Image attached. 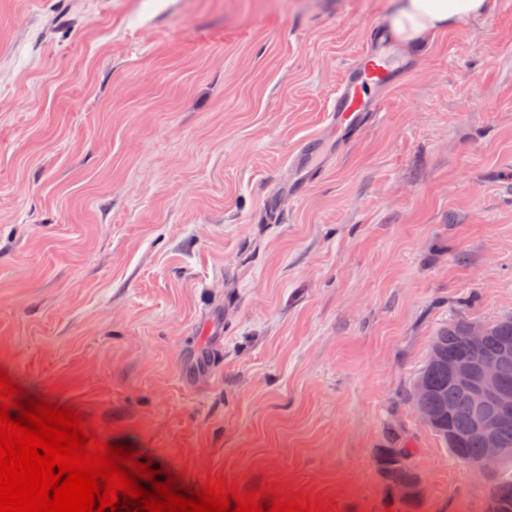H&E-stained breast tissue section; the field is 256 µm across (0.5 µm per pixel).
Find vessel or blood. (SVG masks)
<instances>
[{"label":"vessel or blood","instance_id":"obj_1","mask_svg":"<svg viewBox=\"0 0 512 512\" xmlns=\"http://www.w3.org/2000/svg\"><path fill=\"white\" fill-rule=\"evenodd\" d=\"M373 44L351 63L332 99L325 124L334 132L352 137L376 115L379 103L376 88L388 85L403 66L400 56L384 32L382 25L370 29ZM321 153L319 138H311L298 151L291 153L288 168L292 171L316 169Z\"/></svg>","mask_w":512,"mask_h":512}]
</instances>
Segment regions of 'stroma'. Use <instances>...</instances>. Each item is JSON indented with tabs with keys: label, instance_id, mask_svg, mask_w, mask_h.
Listing matches in <instances>:
<instances>
[{
	"label": "stroma",
	"instance_id": "stroma-1",
	"mask_svg": "<svg viewBox=\"0 0 512 512\" xmlns=\"http://www.w3.org/2000/svg\"><path fill=\"white\" fill-rule=\"evenodd\" d=\"M393 0H0V368L199 488L388 512L487 487L403 394L445 324L512 315V4L412 57L300 199ZM274 194L278 223L263 219ZM321 153V142L319 138L313 137L298 151L291 153L288 159V168L290 171L304 170L309 168L313 172L320 173V168L316 164L317 158ZM389 434L396 439V443L389 448H379L376 456L377 466L380 464L382 478L388 488L390 497L394 503L402 506L408 504L401 503L393 498V496L402 502H414L422 499L425 493V484L422 476L417 472L412 463L414 448H407L405 440L399 439L393 428L389 427ZM416 473V475H415ZM415 478L409 483L410 480ZM405 483V484H401ZM401 484V485H396ZM393 496L391 494V487ZM407 507V506H406Z\"/></svg>",
	"mask_w": 512,
	"mask_h": 512
}]
</instances>
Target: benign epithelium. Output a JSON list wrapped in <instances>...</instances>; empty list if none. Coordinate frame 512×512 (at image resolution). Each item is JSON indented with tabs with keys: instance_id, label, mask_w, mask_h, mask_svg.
<instances>
[{
	"instance_id": "1",
	"label": "benign epithelium",
	"mask_w": 512,
	"mask_h": 512,
	"mask_svg": "<svg viewBox=\"0 0 512 512\" xmlns=\"http://www.w3.org/2000/svg\"><path fill=\"white\" fill-rule=\"evenodd\" d=\"M489 335V326L482 322H472L465 329V340L471 349L467 354L449 357L442 350L433 348L427 361L448 373V384L462 391L470 404V434L479 438L488 452L475 460H463L480 478L488 481L496 475L508 449L500 447L502 428L512 420V389L502 378V364L512 361V345L501 344L497 358L485 359L478 355ZM429 387L424 378L413 380L411 405L420 426L436 432L448 442L455 452H460L462 440L456 437L444 420L452 417L453 410L441 406L432 412L423 402L428 399ZM393 496L402 502H414L423 498L425 484L421 475L413 481L396 485Z\"/></svg>"
}]
</instances>
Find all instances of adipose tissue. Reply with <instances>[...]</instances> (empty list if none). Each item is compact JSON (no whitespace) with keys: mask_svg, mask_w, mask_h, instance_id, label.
<instances>
[{"mask_svg":"<svg viewBox=\"0 0 512 512\" xmlns=\"http://www.w3.org/2000/svg\"><path fill=\"white\" fill-rule=\"evenodd\" d=\"M493 8V0H397L384 24L393 38L411 51L454 22L488 15Z\"/></svg>","mask_w":512,"mask_h":512,"instance_id":"adipose-tissue-1","label":"adipose tissue"}]
</instances>
